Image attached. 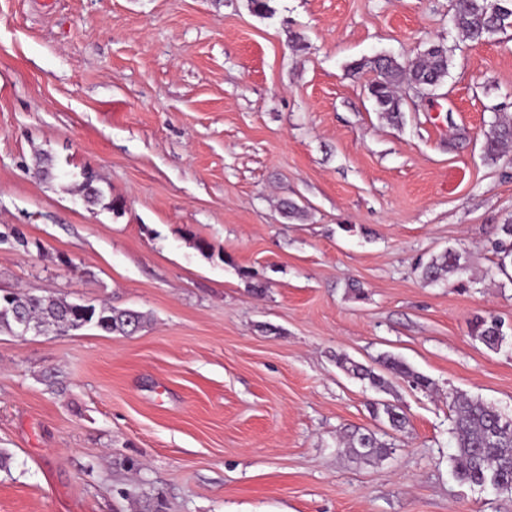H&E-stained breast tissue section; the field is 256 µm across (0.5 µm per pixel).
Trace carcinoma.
I'll return each mask as SVG.
<instances>
[{
  "instance_id": "1",
  "label": "carcinoma",
  "mask_w": 512,
  "mask_h": 512,
  "mask_svg": "<svg viewBox=\"0 0 512 512\" xmlns=\"http://www.w3.org/2000/svg\"><path fill=\"white\" fill-rule=\"evenodd\" d=\"M512 11V0H452L451 24L462 41L479 43L490 39L495 33L509 29L508 23L493 27V17ZM450 52L448 46L431 45L421 58L402 63L392 57L372 61L376 78L369 85V93L376 110L392 123L403 119V101L398 91L401 86H414L422 91L439 86L448 76ZM512 145V116L496 114L491 121L490 133L484 143L485 156L495 160L506 153ZM491 250L497 257V268L507 273L512 265V224H503L498 237L491 242ZM423 281L436 283L445 280L449 273L462 274L463 267L458 255L446 250L430 261L419 265ZM127 310L96 308L87 305L76 311L75 304L55 295H33L25 316L43 331L46 328L62 329V322L71 320L75 324H88L107 333L128 334ZM136 317L143 325L141 314ZM6 329L16 334L19 331L18 311L0 302V331ZM471 333L486 347L496 350L506 339L504 322L493 314L478 316L471 322ZM376 364L395 377L407 380L416 386L427 387L428 380L411 369L402 360L384 354ZM340 367L352 377L368 381L375 389L388 385L385 377L374 369L351 361L340 362ZM455 419L453 434L456 438V453L452 456L453 471L462 481L478 486H491L500 491L512 492V418L505 417L493 405L479 399L458 396L453 399ZM385 415L388 426L400 431L405 428L407 418L391 404H372L375 418ZM357 456L370 460L380 459L392 453L393 447L381 442L372 431L353 432L347 442Z\"/></svg>"
}]
</instances>
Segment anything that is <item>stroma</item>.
Masks as SVG:
<instances>
[{
    "mask_svg": "<svg viewBox=\"0 0 512 512\" xmlns=\"http://www.w3.org/2000/svg\"><path fill=\"white\" fill-rule=\"evenodd\" d=\"M269 5L0 0V291L144 317L0 332V512H512L455 477L450 432L459 393L512 414V332L494 351L470 334L512 328L490 248L512 158L483 153L512 115V29L403 90L393 126L351 65L453 46L451 0ZM447 249L465 287L420 277ZM384 353L429 387L338 364ZM374 400L408 423L363 461L339 440L379 430ZM504 322L493 314L478 316L471 322V333L486 347L497 350L506 339ZM339 364L340 367L352 377L360 379L361 381L367 380L370 386L375 389H385L388 385V381L385 377L375 372L373 368H368L351 361H341Z\"/></svg>",
    "mask_w": 512,
    "mask_h": 512,
    "instance_id": "stroma-1",
    "label": "stroma"
}]
</instances>
